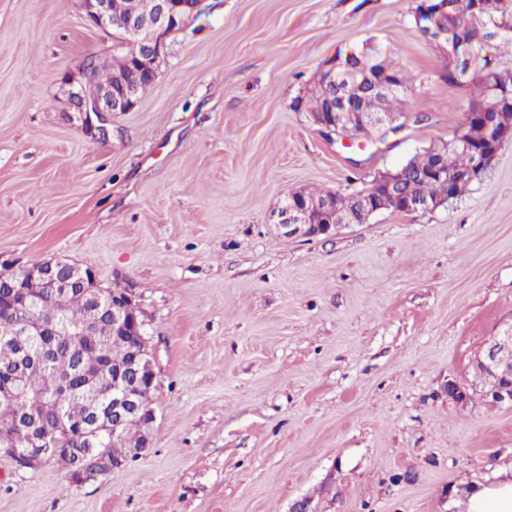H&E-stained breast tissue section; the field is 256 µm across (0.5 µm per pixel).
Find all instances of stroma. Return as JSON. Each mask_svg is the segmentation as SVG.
Instances as JSON below:
<instances>
[{"mask_svg":"<svg viewBox=\"0 0 512 512\" xmlns=\"http://www.w3.org/2000/svg\"><path fill=\"white\" fill-rule=\"evenodd\" d=\"M418 2L199 0L99 142L62 80L110 39L73 0H0V269L132 288L159 379L142 455L83 484L0 457V512H464L512 465V404L475 366L512 327V141L432 211L311 239L275 217L453 138L482 71L444 80ZM365 43L414 79L404 126L327 138L297 102Z\"/></svg>","mask_w":512,"mask_h":512,"instance_id":"35a3bbf8","label":"stroma"}]
</instances>
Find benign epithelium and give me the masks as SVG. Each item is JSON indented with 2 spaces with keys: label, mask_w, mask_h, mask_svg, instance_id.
Returning <instances> with one entry per match:
<instances>
[{
  "label": "benign epithelium",
  "mask_w": 512,
  "mask_h": 512,
  "mask_svg": "<svg viewBox=\"0 0 512 512\" xmlns=\"http://www.w3.org/2000/svg\"><path fill=\"white\" fill-rule=\"evenodd\" d=\"M154 11L152 20L142 18L137 12L125 15L112 10V0H78L77 6L84 17L107 36H113L118 30L131 42L142 46L136 56L130 82L120 89L112 83H101L93 97L84 93L87 84L97 80L100 70L106 67L112 57V50L88 55L81 66L79 77H69L67 100L71 111L79 115L86 133L95 140L104 141L112 132V114L130 112L137 105L136 83L141 79H157V61L163 48L164 36L178 24L179 11L191 9L197 0H152ZM314 124L324 130L340 129L344 138L358 137L362 130L370 126L392 122L390 113L379 112L366 103L359 105L341 99L331 103L328 112L310 113ZM476 118L482 121L485 133V145L471 148L472 162L467 172L455 177V180L481 181L489 170L492 161L505 141L512 139V119H504V113L479 112ZM400 173L390 175L380 183L382 191L372 188L362 194L360 210L372 215L388 206V202L402 205L407 212L427 211L442 205V202L414 200L400 192ZM358 222L357 214L331 206V202L320 204L302 198L296 193L289 194V201L278 211V224L283 233L294 238H312L336 231L346 224ZM92 282L90 299L98 307L112 316V329L129 334L136 340V355L127 369H120L112 375V401L93 402L89 414L79 419H62V424L71 425L83 434V445L73 449L81 458L92 453L100 443L101 432L112 431V448L128 457L139 454L149 446V442L136 446L129 442L122 432L124 421L129 416H138L151 424L154 413L150 407L151 394L157 387L155 370V352L150 344V336L145 328V320L130 288H111L102 286L95 271L77 263L61 259L48 260L32 266L16 269V280L12 288L25 293V298L38 300L52 296L60 291L86 282ZM57 318L49 321L34 319L19 325H12L4 332L7 339L16 341L23 355L29 354L30 340L39 336L55 335ZM477 367L488 387L487 394L500 403L512 404V327L493 338L480 359ZM7 381L0 387V406L13 405L19 394L26 389L21 370L5 375ZM31 412L18 415L9 431H0V455L6 456L19 469L36 470L51 459L58 451L56 439L52 434H43L37 439L40 452L35 455L19 454L18 445L24 437L31 435L33 427L29 425Z\"/></svg>",
  "instance_id": "obj_1"
}]
</instances>
